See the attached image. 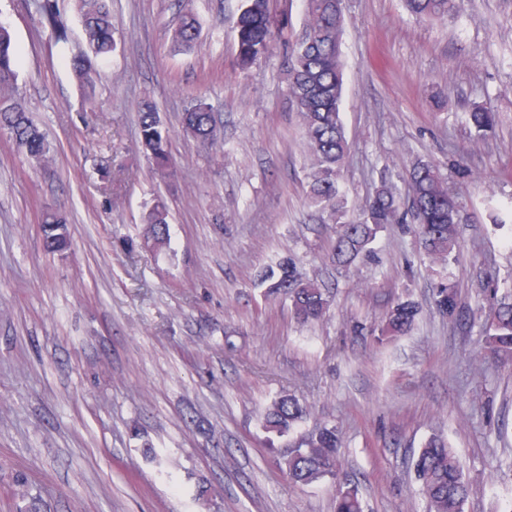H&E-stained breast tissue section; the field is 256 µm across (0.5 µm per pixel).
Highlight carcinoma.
I'll return each mask as SVG.
<instances>
[{"instance_id":"1","label":"carcinoma","mask_w":512,"mask_h":512,"mask_svg":"<svg viewBox=\"0 0 512 512\" xmlns=\"http://www.w3.org/2000/svg\"><path fill=\"white\" fill-rule=\"evenodd\" d=\"M88 50L96 57L114 50L112 15L109 0H79ZM405 8L419 18L447 19L455 15L459 0H404ZM41 26L56 42H67L57 0L34 3ZM305 19L296 30L288 23L275 24L271 0H246L237 21V61L247 70L267 56L273 44L288 48L286 75L288 95L300 113L309 151L308 188L312 204L326 212L339 225L329 258L337 265L349 266L370 249L377 234L388 224L404 222L410 216L416 224L424 250L435 260L454 258L458 246L460 209L448 192L438 168L420 161L409 171L405 197L385 185L360 208L358 218L346 219V206L339 195L338 179L344 166L348 143L341 117L344 91V62L341 43L344 33V0H303ZM198 26L193 14H182L172 28L171 39L178 50H186L197 39ZM17 80L16 56L7 28L0 26V133L34 164L47 161L50 145L27 107L14 93ZM141 143L160 171L169 165L166 150L170 132L158 115L154 103L144 99L138 106ZM470 127L479 136L492 132L494 111L476 106L468 114ZM185 132L196 140L212 143L217 135V120L211 107L197 101L183 117ZM145 236L156 249L170 244L168 210L157 199L143 217ZM43 246L50 253L68 247L64 218L52 209L41 212ZM264 281L272 294L284 292L291 300L296 318L308 323L324 318L331 306L329 291L304 275L293 262H283L265 271ZM438 312L450 318L459 314L455 289L436 290ZM418 309L411 301L395 303L385 313L380 335L393 338L406 335L415 322ZM483 349L495 358H512V300L504 298L485 316ZM309 413L306 405L291 394L272 401L264 413V427L281 436L289 434ZM340 440L336 428H316L284 458L288 481L308 486L323 479H336L340 472ZM415 480L426 501V512H464L468 483L453 451L440 437H431L412 460ZM335 512H363L357 486L339 488Z\"/></svg>"}]
</instances>
